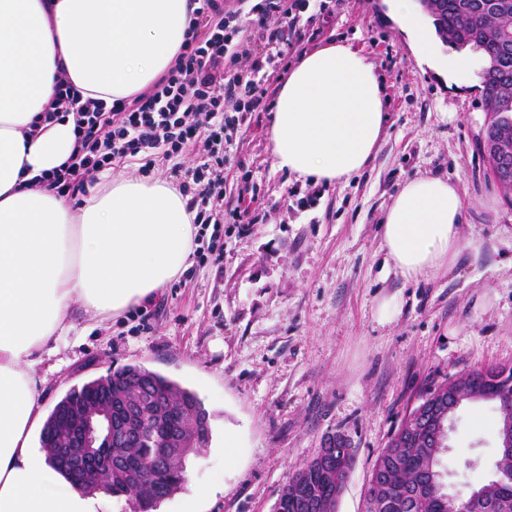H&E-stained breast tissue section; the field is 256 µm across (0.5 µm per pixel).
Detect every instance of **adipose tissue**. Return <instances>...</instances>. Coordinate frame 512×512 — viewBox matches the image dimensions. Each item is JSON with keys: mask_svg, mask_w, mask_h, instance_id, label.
<instances>
[{"mask_svg": "<svg viewBox=\"0 0 512 512\" xmlns=\"http://www.w3.org/2000/svg\"><path fill=\"white\" fill-rule=\"evenodd\" d=\"M415 54L435 53L416 0H387ZM191 0H0V512H109L32 445L42 426L33 368L68 334L73 306L97 316L139 305L186 267L196 228L165 181L101 171L81 203L31 186L78 148L72 116L46 120L59 80L83 98L135 95L174 62ZM386 116L367 57L343 42L303 54L281 85L269 145L277 169L328 184L377 153ZM464 200L418 176L388 206L382 246L418 279L454 265Z\"/></svg>", "mask_w": 512, "mask_h": 512, "instance_id": "obj_1", "label": "adipose tissue"}]
</instances>
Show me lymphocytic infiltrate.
I'll return each instance as SVG.
<instances>
[{
	"label": "lymphocytic infiltrate",
	"instance_id": "f902f5d3",
	"mask_svg": "<svg viewBox=\"0 0 512 512\" xmlns=\"http://www.w3.org/2000/svg\"><path fill=\"white\" fill-rule=\"evenodd\" d=\"M310 2L256 0L248 10L229 11L224 0H193L181 51L151 87L109 104L59 83L51 108L73 115L82 149L49 176V184L74 197L114 162L139 156L150 166L158 154L195 156L179 184L198 229L193 258L201 266L220 262L225 218L237 224L264 221L248 205L225 209V147L253 113L266 111L267 72L284 48L311 40L303 21Z\"/></svg>",
	"mask_w": 512,
	"mask_h": 512
}]
</instances>
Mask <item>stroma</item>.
<instances>
[{"instance_id":"obj_1","label":"stroma","mask_w":512,"mask_h":512,"mask_svg":"<svg viewBox=\"0 0 512 512\" xmlns=\"http://www.w3.org/2000/svg\"><path fill=\"white\" fill-rule=\"evenodd\" d=\"M329 7L311 18L320 35L304 49L348 42L374 65L388 115L375 159L329 185L276 170L270 115L259 113L227 148L224 199L255 198L265 223L232 229L222 262L169 282L147 301L146 319L75 308L72 331L34 369L47 413L70 389L127 365L196 393L209 444L156 512H182L202 486L211 492L199 512H275L291 476L333 437L354 458L336 512H364L377 456L428 387L512 366V204L478 147L488 121L479 82L420 63L384 0ZM420 175L458 187L464 246L449 269L408 280L381 245V223ZM499 420L493 400L456 411L439 460L449 492L494 479Z\"/></svg>"}]
</instances>
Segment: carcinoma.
I'll list each match as a JSON object with an SVG mask.
<instances>
[{"label":"carcinoma","instance_id":"carcinoma-1","mask_svg":"<svg viewBox=\"0 0 512 512\" xmlns=\"http://www.w3.org/2000/svg\"><path fill=\"white\" fill-rule=\"evenodd\" d=\"M420 2L432 18L436 34L442 41L457 48L470 47L483 55L485 65L479 77L482 103L489 114L487 128L499 137L505 152L512 158V39L493 40L487 35L495 27L505 30L512 23V0H443L439 8L430 0ZM129 374L147 377L153 392L168 394L179 405V409L169 417V422L185 428L192 448L207 446L209 429L200 430L193 424L194 417H205L207 412L193 391L140 365H128L113 371L112 387L122 384ZM470 375L474 376L479 388L492 395L497 393L499 383L495 382V376H486L480 369L470 371ZM102 380V376L90 380L58 401L47 417L41 435H46L50 424L84 397L90 394L104 396ZM412 426L413 423H408L400 436L393 439V447L383 449L375 461L372 473L379 472L385 479L378 512H447L435 494L421 488L424 471L430 467L438 468L440 452L412 445L401 447L403 435ZM128 452L135 457L140 474L132 484L123 474L113 473L112 495L134 499L138 512H152L165 499L164 488L175 492L183 483V460L175 457L167 464H155V450L148 436L131 450L113 449V453L118 455ZM305 472L308 473V484L297 495L283 500L279 512H306L302 497L325 492L339 478L332 466L317 469L309 466ZM481 512H512V481L491 492Z\"/></svg>","mask_w":512,"mask_h":512}]
</instances>
